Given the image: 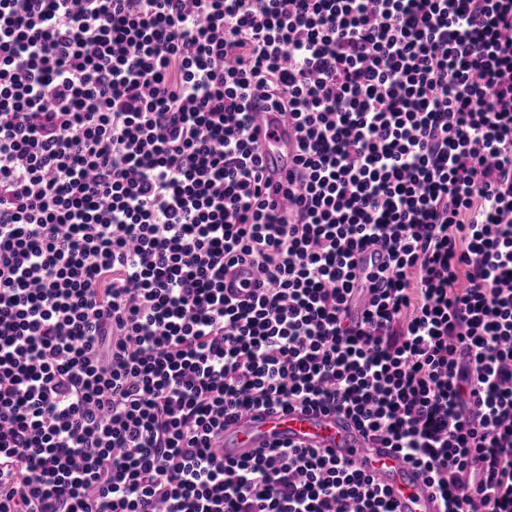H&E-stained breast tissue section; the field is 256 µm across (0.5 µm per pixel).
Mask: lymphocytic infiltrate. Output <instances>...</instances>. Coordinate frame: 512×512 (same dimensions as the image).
Returning a JSON list of instances; mask_svg holds the SVG:
<instances>
[{"mask_svg":"<svg viewBox=\"0 0 512 512\" xmlns=\"http://www.w3.org/2000/svg\"><path fill=\"white\" fill-rule=\"evenodd\" d=\"M296 408L512 512V0H0V512H396ZM262 120L258 124L260 140L264 149L267 170L276 169L284 175L292 170L298 154V141L293 121L282 117L278 112H261ZM270 127H277L274 138L264 137V132ZM283 440L299 446L326 448L353 461L391 495L398 512H437V504L422 472L399 460L390 448H367L353 424L340 414L296 409L288 413L263 411L224 428V456H245L256 448Z\"/></svg>","mask_w":512,"mask_h":512,"instance_id":"f902f5d3","label":"lymphocytic infiltrate"}]
</instances>
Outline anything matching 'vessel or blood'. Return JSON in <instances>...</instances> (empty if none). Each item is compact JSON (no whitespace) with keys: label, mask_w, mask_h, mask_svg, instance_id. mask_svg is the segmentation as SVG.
Segmentation results:
<instances>
[{"label":"vessel or blood","mask_w":512,"mask_h":512,"mask_svg":"<svg viewBox=\"0 0 512 512\" xmlns=\"http://www.w3.org/2000/svg\"><path fill=\"white\" fill-rule=\"evenodd\" d=\"M272 127L277 130L276 136L262 141L265 165L283 175L295 165L297 133L294 123L279 113H263L259 131ZM275 440L318 446L353 461L390 493L398 512H437L436 501L419 469L399 460L393 449L368 447L353 424L337 413L296 409L248 415L225 427L224 456L242 457Z\"/></svg>","instance_id":"vessel-or-blood-1"}]
</instances>
